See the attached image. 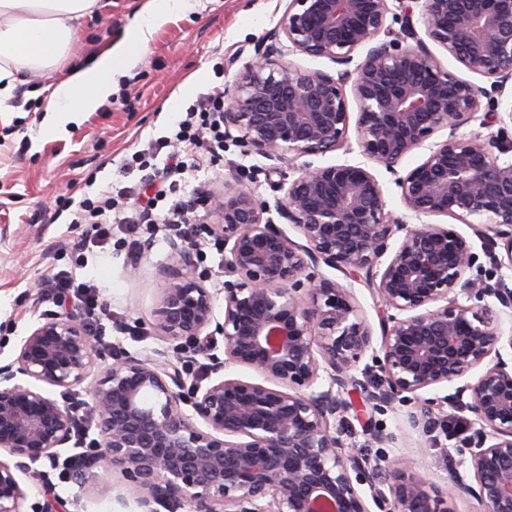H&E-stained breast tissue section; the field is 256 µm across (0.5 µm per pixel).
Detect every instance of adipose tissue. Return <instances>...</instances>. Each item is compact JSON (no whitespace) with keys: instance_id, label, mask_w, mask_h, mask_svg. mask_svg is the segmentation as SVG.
<instances>
[{"instance_id":"obj_1","label":"adipose tissue","mask_w":512,"mask_h":512,"mask_svg":"<svg viewBox=\"0 0 512 512\" xmlns=\"http://www.w3.org/2000/svg\"><path fill=\"white\" fill-rule=\"evenodd\" d=\"M100 6L101 0H0V104L12 98L19 72L52 69L76 42L79 21ZM186 6V0H146L126 42L106 46L90 65L70 70L55 83L43 107L49 128L106 103L129 52L147 45L162 17Z\"/></svg>"}]
</instances>
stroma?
<instances>
[{
	"instance_id": "obj_1",
	"label": "stroma",
	"mask_w": 512,
	"mask_h": 512,
	"mask_svg": "<svg viewBox=\"0 0 512 512\" xmlns=\"http://www.w3.org/2000/svg\"><path fill=\"white\" fill-rule=\"evenodd\" d=\"M185 12L168 16L147 47L118 77L111 101L97 111L80 114L55 134L43 129L41 111L59 70L85 63L107 42L123 39L140 0H111L98 15L80 24L74 49L59 70L27 77L0 112V364L13 361L19 342L45 314L55 312L44 300L41 284L60 270L77 279L93 280L101 303L112 313L108 332L126 350L152 354L162 342L154 328L160 298V266L170 261V233L159 224H116L105 248L77 259L73 240L90 238L95 229L71 221L69 199L86 191L143 186L146 174L128 168L126 159L151 141L171 135L180 112L199 95L231 84L237 71L266 40L285 11L288 0H188ZM270 160L247 154L243 145L225 140L220 160L207 166L187 163L180 192L223 191L225 183L251 188L262 199L280 195ZM198 241V270L206 285H224V247L186 227ZM141 243L138 275L127 263L133 243ZM355 406L347 444L371 459L389 463L408 458L427 472L432 483L446 488L458 466L463 433L435 432L420 438L407 423L411 403L394 401L373 408L363 394H348ZM38 481H25L28 503L43 499V484L56 483V495L68 512H112L110 499L83 494L73 482H62L50 460L33 463Z\"/></svg>"
}]
</instances>
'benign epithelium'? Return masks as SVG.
Returning <instances> with one entry per match:
<instances>
[{"mask_svg": "<svg viewBox=\"0 0 512 512\" xmlns=\"http://www.w3.org/2000/svg\"><path fill=\"white\" fill-rule=\"evenodd\" d=\"M389 2L289 0L271 43L224 89V137L279 162L272 172L284 194L272 206L240 185L202 192L200 231L224 242L231 279L222 288L196 275L197 243L170 240L154 311L170 346L141 355L112 344L85 418L99 430L90 443L95 466L117 469L122 491L91 469L72 474L88 493L137 512H450L448 496L407 459L382 466L345 445L352 404L343 394L359 390L378 405L413 395L409 423L426 437L446 425L448 403L464 407L473 415L459 449L467 469L455 473L453 490L476 498L483 512H512V334L502 329L512 289L500 282L475 291L466 278L482 268L481 254L512 269V100L503 97L512 79V0H395V14ZM390 13L397 31L387 25ZM428 39L493 78L491 90L443 67ZM290 52L346 69H303L285 60ZM349 92L360 104L354 120ZM483 97L492 99L484 113ZM476 120L498 129L456 135ZM352 124L365 161L305 160L343 146ZM442 129L448 138L430 142ZM422 148L424 159L400 173ZM371 162L393 176L402 216L385 212ZM273 210L302 242L274 222ZM434 216L489 225L482 253L456 230L422 222ZM397 232L403 237L393 246ZM322 264L364 278L381 304L376 392L354 374L373 328L351 289L320 273ZM97 353L74 308L42 317L15 359L0 365V453L14 460H0V512H26L17 473L34 479L29 464L84 444L82 404L61 403L43 386L83 384ZM197 356L209 361L205 386L189 379ZM230 366L262 382L228 377ZM448 384L451 395L421 397Z\"/></svg>", "mask_w": 512, "mask_h": 512, "instance_id": "obj_1", "label": "benign epithelium"}]
</instances>
